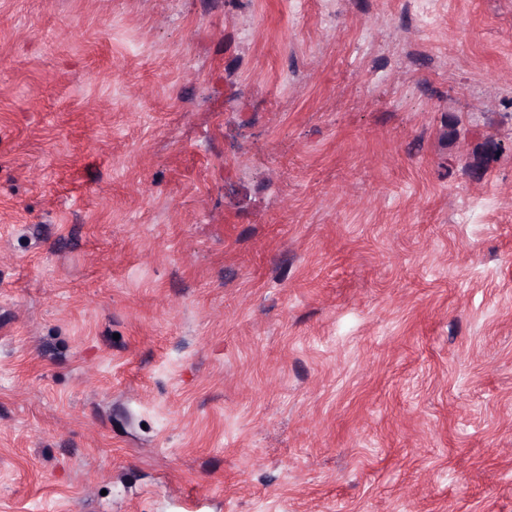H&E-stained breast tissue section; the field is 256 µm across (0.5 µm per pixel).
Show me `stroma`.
Wrapping results in <instances>:
<instances>
[{
    "mask_svg": "<svg viewBox=\"0 0 512 512\" xmlns=\"http://www.w3.org/2000/svg\"><path fill=\"white\" fill-rule=\"evenodd\" d=\"M183 498L512 512V0H0V512Z\"/></svg>",
    "mask_w": 512,
    "mask_h": 512,
    "instance_id": "obj_1",
    "label": "stroma"
}]
</instances>
